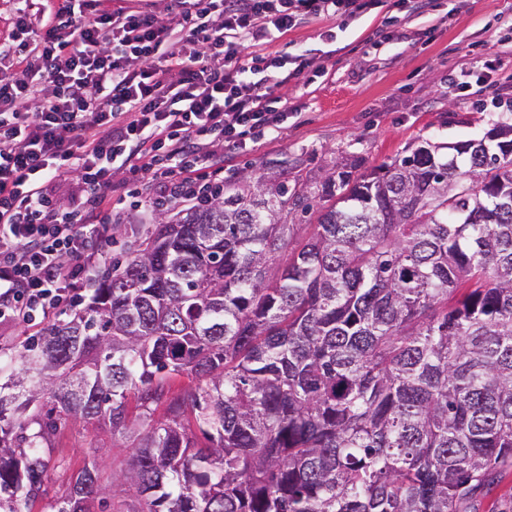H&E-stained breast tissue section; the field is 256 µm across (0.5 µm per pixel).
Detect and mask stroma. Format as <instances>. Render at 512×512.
<instances>
[{"label":"stroma","instance_id":"1","mask_svg":"<svg viewBox=\"0 0 512 512\" xmlns=\"http://www.w3.org/2000/svg\"><path fill=\"white\" fill-rule=\"evenodd\" d=\"M302 25L269 44L272 52L311 50L321 70L291 81L297 112L278 138L254 153L224 155V186L275 160L302 159L288 176L313 183L347 165L368 173L427 139L453 145L512 124V0H431L427 10L378 8L340 23L336 39ZM477 82L449 91L459 72ZM113 256L136 249L150 223L139 211L112 206ZM108 429L69 421L46 453L45 491L24 512H50L73 470L97 461L103 478L130 466L132 454Z\"/></svg>","mask_w":512,"mask_h":512}]
</instances>
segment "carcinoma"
I'll use <instances>...</instances> for the list:
<instances>
[{
  "instance_id": "cac0c4a2",
  "label": "carcinoma",
  "mask_w": 512,
  "mask_h": 512,
  "mask_svg": "<svg viewBox=\"0 0 512 512\" xmlns=\"http://www.w3.org/2000/svg\"><path fill=\"white\" fill-rule=\"evenodd\" d=\"M441 149L291 188L284 160L147 231L0 360V512L68 419L134 463L84 464L51 512H476L512 460V124Z\"/></svg>"
}]
</instances>
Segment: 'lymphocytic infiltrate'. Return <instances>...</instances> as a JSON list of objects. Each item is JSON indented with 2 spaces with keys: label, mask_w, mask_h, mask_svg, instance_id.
<instances>
[{
  "label": "lymphocytic infiltrate",
  "mask_w": 512,
  "mask_h": 512,
  "mask_svg": "<svg viewBox=\"0 0 512 512\" xmlns=\"http://www.w3.org/2000/svg\"><path fill=\"white\" fill-rule=\"evenodd\" d=\"M12 0L0 40V322L55 317L112 261V178L162 215L224 194L225 152L281 134L280 90L309 51H268L301 25L380 0H168L164 15L112 0ZM72 179L78 203L55 182Z\"/></svg>",
  "instance_id": "obj_1"
}]
</instances>
